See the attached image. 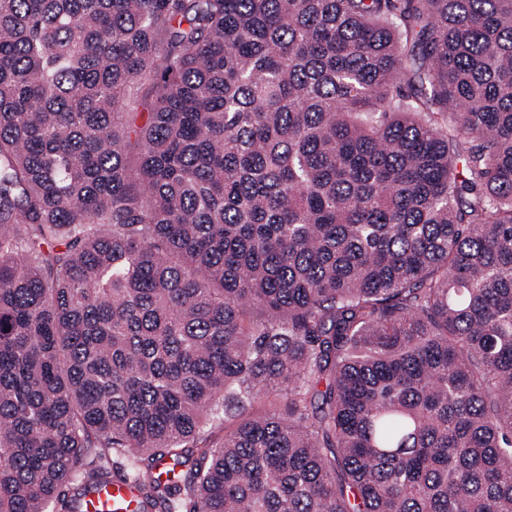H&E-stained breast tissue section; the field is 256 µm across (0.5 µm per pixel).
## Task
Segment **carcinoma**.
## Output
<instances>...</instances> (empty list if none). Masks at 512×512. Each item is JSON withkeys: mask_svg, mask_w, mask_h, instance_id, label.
<instances>
[{"mask_svg": "<svg viewBox=\"0 0 512 512\" xmlns=\"http://www.w3.org/2000/svg\"><path fill=\"white\" fill-rule=\"evenodd\" d=\"M113 471L512 512V0H0V512Z\"/></svg>", "mask_w": 512, "mask_h": 512, "instance_id": "1", "label": "carcinoma"}]
</instances>
